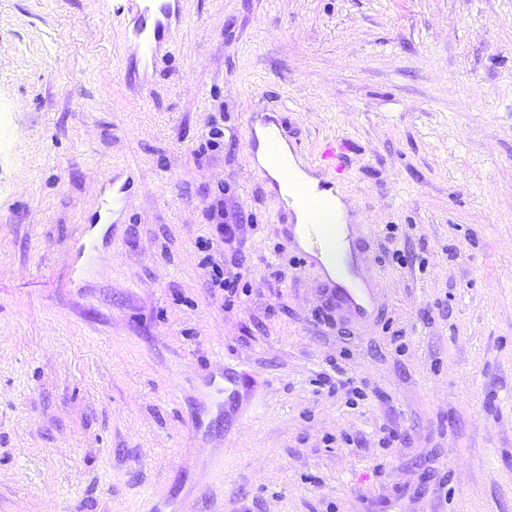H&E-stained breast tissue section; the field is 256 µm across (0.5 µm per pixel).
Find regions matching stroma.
Returning a JSON list of instances; mask_svg holds the SVG:
<instances>
[{
    "label": "stroma",
    "instance_id": "obj_1",
    "mask_svg": "<svg viewBox=\"0 0 512 512\" xmlns=\"http://www.w3.org/2000/svg\"><path fill=\"white\" fill-rule=\"evenodd\" d=\"M185 3L146 73L103 0H0V512H379L394 486L512 512V0ZM256 112L335 142L381 325L317 311ZM219 201L246 222L232 305L201 248ZM226 365L241 416L204 386ZM278 114L277 112L267 113V112H257L252 116L251 119V131L250 138L248 142V150L251 156H255L260 167H266L265 161V152L262 146H260V137L257 133L256 125L259 124L262 129L265 130V135L263 137L264 145L266 148V152L269 153V149L272 145H276L272 142H278L280 144V138H283L284 135V118H279L274 115ZM269 148V149H268ZM259 149V151H258ZM258 151V152H257ZM96 254V247L94 244V238L92 235H87L85 239V243L81 246L77 258L78 265L73 270V276L69 278V283L73 286V288H86L89 287V284L82 277V271L86 264V262Z\"/></svg>",
    "mask_w": 512,
    "mask_h": 512
}]
</instances>
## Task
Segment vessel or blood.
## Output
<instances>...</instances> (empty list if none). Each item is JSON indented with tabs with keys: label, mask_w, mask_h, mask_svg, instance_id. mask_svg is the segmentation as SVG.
I'll list each match as a JSON object with an SVG mask.
<instances>
[{
	"label": "vessel or blood",
	"mask_w": 512,
	"mask_h": 512,
	"mask_svg": "<svg viewBox=\"0 0 512 512\" xmlns=\"http://www.w3.org/2000/svg\"><path fill=\"white\" fill-rule=\"evenodd\" d=\"M182 9V0H126L129 20L125 35L140 61L153 64L170 53ZM251 122L258 130L250 135V153H257L260 144H272L284 135V121L274 114L256 113ZM336 159L331 146L316 162L293 146L278 154L273 168L288 179L289 215L302 218L301 223L289 224L285 240L299 262L316 274L317 309L328 322L362 333L385 317L388 296L371 248V225L355 223L351 210H336L338 190L332 175ZM305 175L318 179L319 193L302 190L301 178ZM206 385L237 412L246 410L247 395L233 368L209 376ZM379 504L381 512H414L417 496L394 493L381 497Z\"/></svg>",
	"instance_id": "b4317fda"
}]
</instances>
